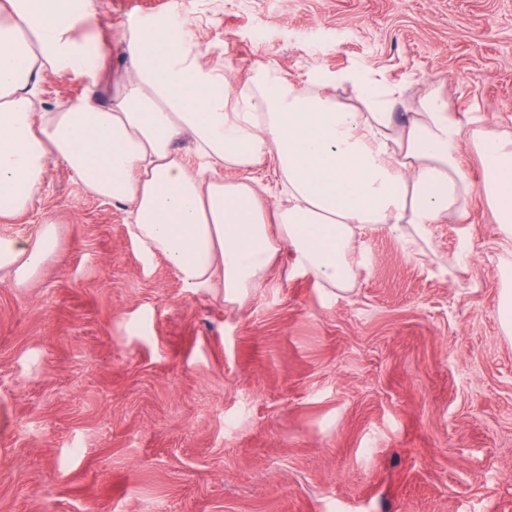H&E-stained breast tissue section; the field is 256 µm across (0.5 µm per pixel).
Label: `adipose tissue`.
<instances>
[{
    "mask_svg": "<svg viewBox=\"0 0 512 512\" xmlns=\"http://www.w3.org/2000/svg\"><path fill=\"white\" fill-rule=\"evenodd\" d=\"M101 3L0 0V223L33 207L48 164L64 166L89 193L125 206L130 238L165 259L187 292L230 304L275 265L349 291L365 266V233L414 253L429 246L432 225L468 216L477 196L512 238V134L463 127L437 90L400 123L398 87L367 71L319 72L305 89L266 64L238 79L209 64V46L174 2L121 32L125 69L104 104L96 87L110 47L75 34ZM43 75L81 76L87 91L38 111ZM343 83L354 103L331 94ZM185 139L195 162L177 148ZM465 142L482 160L477 185L462 167ZM264 163L275 188L249 174ZM57 248L50 222L33 237L1 235L0 275L27 282Z\"/></svg>",
    "mask_w": 512,
    "mask_h": 512,
    "instance_id": "1",
    "label": "adipose tissue"
}]
</instances>
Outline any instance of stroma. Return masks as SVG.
Wrapping results in <instances>:
<instances>
[{
    "mask_svg": "<svg viewBox=\"0 0 512 512\" xmlns=\"http://www.w3.org/2000/svg\"><path fill=\"white\" fill-rule=\"evenodd\" d=\"M161 2L103 0L86 30ZM180 2L238 77L367 70L512 132V0ZM46 220L57 253L0 282V512H512V238L484 200L432 225L430 261L374 233L353 291L274 269L239 305L186 292L54 164L0 235ZM505 286L501 289L497 318L507 335L512 334V283L511 273L506 276Z\"/></svg>",
    "mask_w": 512,
    "mask_h": 512,
    "instance_id": "35a3bbf8",
    "label": "stroma"
}]
</instances>
